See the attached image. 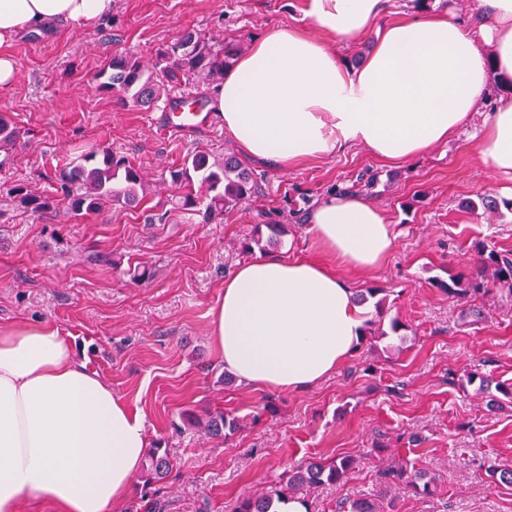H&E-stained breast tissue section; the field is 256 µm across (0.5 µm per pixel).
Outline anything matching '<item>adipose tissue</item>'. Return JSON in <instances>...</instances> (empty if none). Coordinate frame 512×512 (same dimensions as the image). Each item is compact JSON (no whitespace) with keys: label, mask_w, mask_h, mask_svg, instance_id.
Returning a JSON list of instances; mask_svg holds the SVG:
<instances>
[{"label":"adipose tissue","mask_w":512,"mask_h":512,"mask_svg":"<svg viewBox=\"0 0 512 512\" xmlns=\"http://www.w3.org/2000/svg\"><path fill=\"white\" fill-rule=\"evenodd\" d=\"M113 0H0V46L57 24L79 32ZM383 0H303L311 26L283 23L254 39L212 95L225 133L248 157L289 170L351 145L400 165L429 152L478 112L490 76L505 87L478 157L512 180V0H486L475 29L445 14L377 21ZM376 30L358 68L329 42ZM317 257L267 256L239 265L210 310L224 366L253 388L312 387L353 354L365 309L344 271L370 273L396 233L372 201L334 191L310 210ZM148 437L111 385L57 329L0 331V512L24 498L47 512H107L126 500Z\"/></svg>","instance_id":"obj_1"}]
</instances>
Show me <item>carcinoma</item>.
Here are the masks:
<instances>
[{
  "instance_id": "carcinoma-1",
  "label": "carcinoma",
  "mask_w": 512,
  "mask_h": 512,
  "mask_svg": "<svg viewBox=\"0 0 512 512\" xmlns=\"http://www.w3.org/2000/svg\"><path fill=\"white\" fill-rule=\"evenodd\" d=\"M244 50L240 43L213 42L200 33L186 30L158 48L149 66L128 54H115L106 67L96 75L98 90L108 92L121 104L132 103L149 109L157 104L160 90L165 86L178 87L186 81L206 86L223 82L224 71L229 69ZM20 131L0 115V147L8 146L19 138ZM262 177L245 167L230 151H224L219 161L204 151H193L183 157L182 163L168 170L160 183L176 192L177 209L184 213L205 207L207 219L214 220L257 197L261 192ZM53 190L33 195L23 187L11 192L25 208L45 215L65 209L74 217L99 214L113 208L135 210L147 196L156 192V185L145 177L142 168L109 149L89 147L67 166L55 170L50 177ZM264 227L268 234H256L241 243L247 252L258 246L268 250L278 246L288 227L269 220ZM451 298L483 295L491 290L504 291L512 296V251L495 247H482L479 251L476 273L466 278L451 275L441 282ZM469 384H478L477 392L487 394L493 380L470 371ZM495 384V383H493ZM495 389L512 403V383L498 382ZM183 420L213 437H226L235 433L240 423L222 410L197 413L187 411ZM355 459L341 457L328 463L306 459L284 473L282 478L260 493L239 498L230 512H282L290 501L308 504L303 492L320 485H336L353 469ZM171 461L166 449L155 445L145 455L143 488L149 490L169 476ZM383 483L403 486L417 493H431V481L426 470L403 463H395L382 473ZM340 512H384L383 505L374 499H358L349 505H340Z\"/></svg>"
}]
</instances>
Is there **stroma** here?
<instances>
[{
	"label": "stroma",
	"instance_id": "35a3bbf8",
	"mask_svg": "<svg viewBox=\"0 0 512 512\" xmlns=\"http://www.w3.org/2000/svg\"><path fill=\"white\" fill-rule=\"evenodd\" d=\"M300 7L301 0H114L111 18L93 28L27 34L8 47L16 76L0 92V113L21 136L0 149V331L56 328L142 416L149 442L162 443L173 463L152 512H228L297 462L345 455L355 457L354 469L340 484L310 489V512H338L342 500L382 493L393 512H512V485L488 473L512 470V404L491 408L466 380L476 371L512 383V298L452 299L435 285L474 271L479 245L512 250L504 183L478 161L475 127L399 167L360 147L288 171L245 159L266 177L264 198L213 220L176 213L152 224L140 209L44 218L11 192H45L47 175L90 146L134 158L153 180L195 150L223 159L234 143L219 123L167 132L160 110L120 106L92 77L117 53L151 62L184 30L251 43L300 21ZM335 185L354 186L398 232L379 269L349 277L354 291L376 288L385 297L384 308L372 299L367 307L388 337L364 335L336 373L304 390L225 382L209 311L246 260L239 242L284 193L314 202ZM487 194L502 202L500 214L479 207ZM474 304L484 311L477 322L468 315ZM394 319L402 325L396 333ZM214 407L239 419L234 435L212 439L182 420L185 410ZM395 462L426 468L435 494L385 490L381 472Z\"/></svg>",
	"mask_w": 512,
	"mask_h": 512
}]
</instances>
